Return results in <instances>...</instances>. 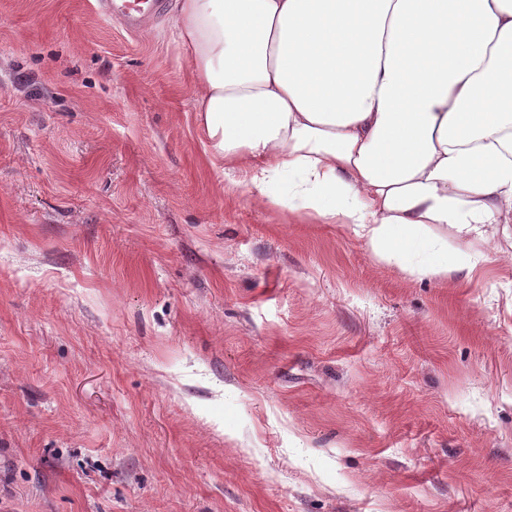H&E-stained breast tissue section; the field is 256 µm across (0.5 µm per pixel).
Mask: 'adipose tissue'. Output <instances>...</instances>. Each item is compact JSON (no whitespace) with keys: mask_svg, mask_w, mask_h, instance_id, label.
<instances>
[{"mask_svg":"<svg viewBox=\"0 0 512 512\" xmlns=\"http://www.w3.org/2000/svg\"><path fill=\"white\" fill-rule=\"evenodd\" d=\"M173 27L203 137L259 203L439 281L478 258L430 227L512 224V0H176Z\"/></svg>","mask_w":512,"mask_h":512,"instance_id":"ef3b65f1","label":"adipose tissue"}]
</instances>
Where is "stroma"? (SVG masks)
I'll use <instances>...</instances> for the list:
<instances>
[{"label": "stroma", "instance_id": "obj_1", "mask_svg": "<svg viewBox=\"0 0 512 512\" xmlns=\"http://www.w3.org/2000/svg\"><path fill=\"white\" fill-rule=\"evenodd\" d=\"M448 251L227 190L167 16L0 0V512H512V242Z\"/></svg>", "mask_w": 512, "mask_h": 512}]
</instances>
